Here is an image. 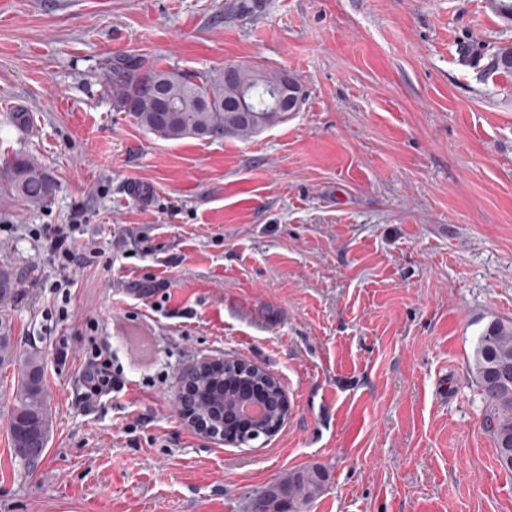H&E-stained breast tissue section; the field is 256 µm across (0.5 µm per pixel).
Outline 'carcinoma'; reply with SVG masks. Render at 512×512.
Listing matches in <instances>:
<instances>
[{
	"instance_id": "1",
	"label": "carcinoma",
	"mask_w": 512,
	"mask_h": 512,
	"mask_svg": "<svg viewBox=\"0 0 512 512\" xmlns=\"http://www.w3.org/2000/svg\"><path fill=\"white\" fill-rule=\"evenodd\" d=\"M489 69L512 72V45L491 55ZM293 90V106L301 107L302 87L288 71L264 65L236 66L233 79L224 71L198 81L168 70L140 71L134 58L118 56L112 61L109 84L112 101L136 123L162 140L184 138L222 139L233 135L249 139L254 134L288 120V105L278 106L276 91L283 82ZM244 93L250 111H237L239 93ZM0 183L20 201L41 206L55 192L54 181L36 159L17 153L0 163ZM15 294L12 273L0 268V371L13 369L14 403L9 416V433L16 456L24 463L37 462L49 438L45 369L35 350L19 353L12 336L7 307ZM470 369L485 404L486 423L493 435L500 465L512 469V323L493 320L478 334ZM192 392L180 399V410L217 417L239 399L264 392L271 412L261 422L250 419L224 426L235 431L241 444L248 445L251 430L262 435L281 426V403L277 385L267 372L237 364L230 359L221 370L188 374L183 378ZM327 483L325 470L307 466L256 492L249 512H303L321 495Z\"/></svg>"
}]
</instances>
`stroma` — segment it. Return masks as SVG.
<instances>
[{
	"mask_svg": "<svg viewBox=\"0 0 512 512\" xmlns=\"http://www.w3.org/2000/svg\"><path fill=\"white\" fill-rule=\"evenodd\" d=\"M0 0V159L56 183L0 189L17 348L38 350L51 433L27 465L0 376V512H247L317 465L305 512H512L468 363L512 322V45L491 0ZM119 54L191 76L261 64L298 78L288 121L244 140L157 139L117 111ZM28 113L29 125L11 116ZM100 247L69 298L45 229ZM127 389L81 400L87 332ZM265 368L288 393L268 441L225 444L180 414L203 359ZM0 182L29 206L43 205L55 192L54 181L33 156L24 153L4 159L0 166Z\"/></svg>",
	"mask_w": 512,
	"mask_h": 512,
	"instance_id": "stroma-1",
	"label": "stroma"
}]
</instances>
